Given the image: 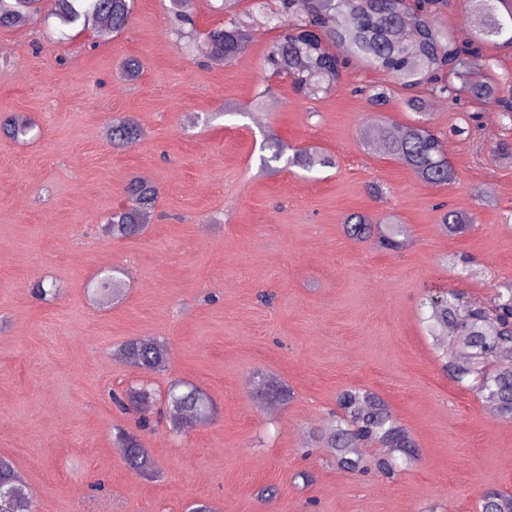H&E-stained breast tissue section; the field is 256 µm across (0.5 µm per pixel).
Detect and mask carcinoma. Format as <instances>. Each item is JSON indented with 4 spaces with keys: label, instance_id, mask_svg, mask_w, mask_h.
Masks as SVG:
<instances>
[{
    "label": "carcinoma",
    "instance_id": "cac0c4a2",
    "mask_svg": "<svg viewBox=\"0 0 512 512\" xmlns=\"http://www.w3.org/2000/svg\"><path fill=\"white\" fill-rule=\"evenodd\" d=\"M134 0H0V29L25 25L42 12L61 25L92 26L100 39L124 31L131 20ZM447 0H277L276 11L267 22L279 29L267 58L276 74L291 81L298 93L330 91L340 83L343 69L351 61L363 62L391 75L399 85L426 87L427 96L455 104L469 99L483 108H492L508 120L504 129L512 131V97L499 95L504 77L487 67L483 74L469 71V62L482 52L486 40L512 45V0H467L480 17L475 36L465 42L454 39L439 26L437 17ZM504 7L505 13L499 12ZM252 38L250 28L233 18L205 34V52L227 61L240 55ZM372 109L388 105L390 92L376 86L362 91ZM407 106L420 115L414 124L382 125L372 139L385 153L404 163L423 183L440 186L455 179V170L445 151L444 141L428 126L426 96L415 95ZM33 128L23 114L0 115V134L19 140ZM110 144L128 146L142 137L137 120L114 117L107 124ZM293 164L310 172L316 167H332V156L315 149L295 154ZM132 201L128 208L114 211L107 233L114 240L140 234L154 216L159 191L151 182L134 177L125 188ZM473 218L455 210L441 215L445 233L460 236ZM354 240L376 241L386 251H398L409 242L406 224H374L363 214H351L343 224ZM123 278L112 269L99 273L94 294L103 302L118 299ZM33 297L52 302L59 296L54 283L40 279L32 284ZM425 323L429 335L457 345L460 357L443 351V372L452 381L470 383L477 394L492 404L503 419L512 420V283L491 288L487 296L473 300L453 290H433L426 295ZM118 357L131 368L143 371L165 367L168 347L161 338L131 339L118 348ZM268 402L283 403L291 392L269 379L260 392ZM112 400L122 410H142L156 400L149 384L137 383L112 392ZM165 400L172 433L183 435L213 417V405L202 390L175 381ZM339 412L327 428L312 432V440L330 449L336 465L349 472L368 470L359 449L375 445L382 450L373 466L388 477L399 472L400 461L412 457L415 447L409 430L401 425L387 402L376 393L349 388L337 397ZM128 470L136 476H150L156 464L149 449L133 435L116 437ZM481 512H512V494L497 488L484 489ZM0 512H35V499L13 461L0 456Z\"/></svg>",
    "mask_w": 512,
    "mask_h": 512
}]
</instances>
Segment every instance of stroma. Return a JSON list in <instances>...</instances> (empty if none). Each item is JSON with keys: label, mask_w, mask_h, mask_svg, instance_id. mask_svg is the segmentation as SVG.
I'll return each instance as SVG.
<instances>
[{"label": "stroma", "mask_w": 512, "mask_h": 512, "mask_svg": "<svg viewBox=\"0 0 512 512\" xmlns=\"http://www.w3.org/2000/svg\"><path fill=\"white\" fill-rule=\"evenodd\" d=\"M170 7L135 0L109 40L53 18L0 30V46L19 50L0 53V114L35 124L26 140L0 139V455L37 512H477L485 488L512 494V421L443 374L421 308L429 288L481 298L512 281V159L489 149L499 113L483 110L471 129L473 105L430 100L455 179L428 186L366 144L367 130L415 118L388 74L354 63L331 92L302 96L266 65L278 32L258 0H239L254 37L221 67L184 50ZM129 57L143 63L134 82L119 74ZM488 67L512 96V47L486 43L470 68ZM372 85L391 88L385 108L358 95ZM119 115L138 120L139 141L107 142ZM271 132L289 150L333 155L335 167L281 160L264 174ZM135 176L159 189L154 218L141 235L112 239L102 226L127 206ZM374 181L384 198L370 194ZM443 204L473 216L465 234L443 231ZM352 213L395 217L408 246L348 238ZM109 268L125 271L126 287L102 304L87 286ZM40 279L56 283V301L32 297ZM147 336L169 344L163 370L116 356ZM268 377L288 385V402L258 397ZM136 379L161 391L190 381L216 416L180 438L163 422L139 429L110 398ZM351 387L383 397L412 434L416 456L399 475L347 472L306 447ZM119 428L147 445L156 478L126 469Z\"/></svg>", "instance_id": "1"}]
</instances>
